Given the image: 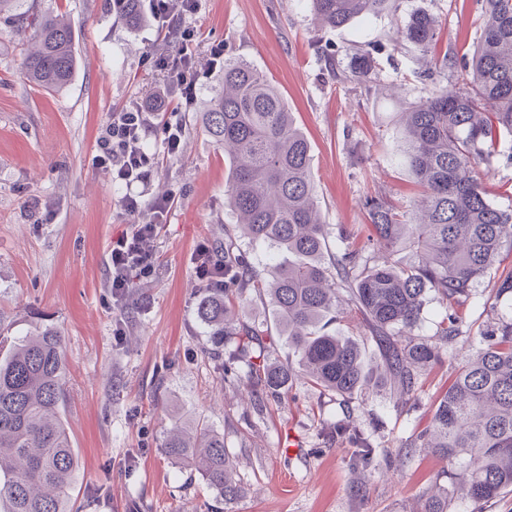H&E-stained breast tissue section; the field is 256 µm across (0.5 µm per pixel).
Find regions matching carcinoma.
I'll list each match as a JSON object with an SVG mask.
<instances>
[{"instance_id": "obj_1", "label": "carcinoma", "mask_w": 512, "mask_h": 512, "mask_svg": "<svg viewBox=\"0 0 512 512\" xmlns=\"http://www.w3.org/2000/svg\"><path fill=\"white\" fill-rule=\"evenodd\" d=\"M26 0H0L24 50L25 75L34 86L56 92L75 68L70 25ZM321 26L343 27L395 8L396 0H307ZM136 28L144 20L140 0L113 7ZM486 22L471 56L446 57L462 88L435 87L401 113L399 163L420 188L410 208L367 196L372 253L332 249V228L322 223L314 194L311 145L295 124L288 103L270 80L244 61L226 60L222 78L202 115L204 132L224 149L228 173L225 207L240 236L269 247L258 263L243 252L230 230L218 242L224 287L206 288L197 317L215 342L243 339L224 359V378L245 380L263 408L293 380L349 402L372 387L373 369L357 342L329 327L341 319L342 300L363 316L389 388L406 402L422 372L443 361L462 334L457 311L501 254L512 251V209L496 206L483 184L501 140L512 135V0H483ZM439 21L426 12L410 16L402 33L421 55ZM443 310L429 337L414 334L427 300ZM273 309L287 346L283 361L249 362L236 370L249 345L264 352L265 330L240 319L241 301ZM66 360L61 332L50 325L8 342L0 354V512H75L72 491L80 469L63 412ZM336 433L368 459L353 420L336 421ZM428 448L448 463L422 512H458L456 488L472 512L512 488V318L497 319L481 333V345L434 403L430 423L407 443ZM165 453L200 470L218 501L231 503L241 489L224 436L197 418L172 429Z\"/></svg>"}]
</instances>
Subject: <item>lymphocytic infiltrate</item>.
I'll return each mask as SVG.
<instances>
[{
	"label": "lymphocytic infiltrate",
	"mask_w": 512,
	"mask_h": 512,
	"mask_svg": "<svg viewBox=\"0 0 512 512\" xmlns=\"http://www.w3.org/2000/svg\"><path fill=\"white\" fill-rule=\"evenodd\" d=\"M149 10L158 30L178 34L179 49L155 59L156 67L164 70L169 79V93L158 95L150 103H134L119 112L110 113L97 140L94 165L111 175L113 181L125 186L121 208L134 216L149 210L150 220L132 225L129 232L113 238L109 249L107 286L118 305L128 300L130 277L148 278L154 275L153 242L168 221L173 204L171 197H145L136 192V184L144 182L158 165L160 157L180 154L185 137L181 122L167 123L161 152L145 149L143 142L155 114L169 108L170 92L180 93L192 100L199 80L196 55L192 49L196 32L185 20L196 13L198 0H148Z\"/></svg>",
	"instance_id": "f902f5d3"
}]
</instances>
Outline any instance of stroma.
I'll return each instance as SVG.
<instances>
[{"mask_svg":"<svg viewBox=\"0 0 512 512\" xmlns=\"http://www.w3.org/2000/svg\"><path fill=\"white\" fill-rule=\"evenodd\" d=\"M397 5L396 14L329 28L314 21L305 0H198L188 20L202 34L200 64L220 42L225 58L246 61L279 88L311 143L321 217L353 249L370 236L364 197L406 205L416 195L397 163L399 112L443 81L439 60L470 54L484 25L480 0ZM34 6L70 23L78 68L59 92L33 88L12 23L0 17V334L51 325L65 338L64 419L80 459L78 512H421L446 463L428 450L406 453L405 445L492 322L488 301L512 271V254L464 299L455 357L427 369L416 400L400 408L372 391L355 400L354 423L375 454L352 466L349 442L330 434L344 413L341 397L299 380L260 413L207 353L209 329L196 315L202 285L190 256L200 243L223 239L233 222L224 207V152L201 126L218 75L201 74L194 102L176 111L186 127L183 149L160 160L145 186L149 196L174 198L155 242L157 271L135 279L126 305L117 306L107 286L108 249L132 220L121 209L124 187L92 158L109 113L165 89L146 57L166 42L151 22L126 27L104 0ZM422 11L440 22L424 57L396 26ZM364 51L374 66L358 79L350 66ZM484 185L497 206L512 209L511 136ZM189 417L223 434L237 463L236 502H216L199 472L165 455L168 431ZM290 433L302 445L288 451L282 441Z\"/></svg>","mask_w":512,"mask_h":512,"instance_id":"stroma-1","label":"stroma"}]
</instances>
